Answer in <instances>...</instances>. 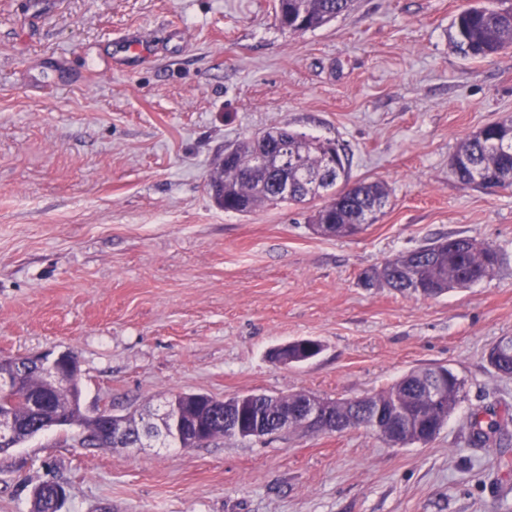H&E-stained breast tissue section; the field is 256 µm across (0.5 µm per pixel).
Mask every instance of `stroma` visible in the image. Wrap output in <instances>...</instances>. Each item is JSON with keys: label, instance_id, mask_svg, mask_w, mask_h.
<instances>
[{"label": "stroma", "instance_id": "1", "mask_svg": "<svg viewBox=\"0 0 512 512\" xmlns=\"http://www.w3.org/2000/svg\"><path fill=\"white\" fill-rule=\"evenodd\" d=\"M472 0H354L303 34L277 0H0V356L75 351L86 412L139 415L172 393L356 398L444 365L465 394L436 438L390 447L363 427L84 449L54 431L0 455V512L45 481L61 512H512V449L469 445L506 420L512 189L460 183L458 143L512 115V53L457 55ZM150 40L116 57L118 36ZM280 126L336 140L351 181L389 201L346 238L311 209L219 208L225 150ZM495 245L493 278L424 299L361 272L438 238ZM321 353L280 365L271 349ZM508 339L493 345L488 352L489 364L503 377H512V338L511 346ZM482 418L478 414H475L471 422V434L470 442L475 447L485 448L490 445H495V448H501L505 441L506 424H502L498 420H489L486 424H483ZM499 435L498 440H494V436Z\"/></svg>", "mask_w": 512, "mask_h": 512}]
</instances>
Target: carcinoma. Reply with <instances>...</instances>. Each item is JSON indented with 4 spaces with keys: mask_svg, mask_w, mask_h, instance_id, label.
<instances>
[{
    "mask_svg": "<svg viewBox=\"0 0 512 512\" xmlns=\"http://www.w3.org/2000/svg\"><path fill=\"white\" fill-rule=\"evenodd\" d=\"M353 0H278L277 18L290 34L303 26L320 28L351 8ZM450 36L454 50L467 59H485L512 52V5L490 9L471 6L461 11ZM450 161L458 163L455 176L465 184L488 190L512 188V117L488 124L460 141ZM347 160L335 140L321 139L290 131L271 129L239 146L224 168L214 171L210 185L213 198L226 211L247 214L266 204H303L325 198L327 202L312 216L317 232L336 238L357 234L369 223L374 211L385 208L389 188L378 181L358 182L348 188ZM503 255L493 245L463 238L437 239L414 250L386 260L381 267L362 272L365 282L383 269L388 287L408 291L414 283L443 294L452 288H468L493 278ZM489 364L503 377H512V345L503 339L493 345ZM6 374L22 373L23 389L42 397L46 412L39 416L28 405L13 401L0 410L18 423L13 447H19L39 435L44 419L62 417L69 426L95 435L100 425L80 411V379L70 378L66 385L53 382L44 371L33 367L6 365ZM440 380L445 387L444 402L434 403L422 396L424 384ZM465 382L451 369L438 365L412 371L387 389L371 396L334 401L331 416L340 425L363 426L390 447L431 442L448 421L464 397ZM210 400L202 395L180 400L186 420L185 429L196 430L204 439L224 436L208 419ZM290 404L265 397L254 400L246 412L242 435H247L256 415L273 424L279 410ZM505 425L498 420L483 422L474 415L470 442L475 447H502ZM30 512H57L47 488L40 486L31 495Z\"/></svg>",
    "mask_w": 512,
    "mask_h": 512,
    "instance_id": "1",
    "label": "carcinoma"
}]
</instances>
